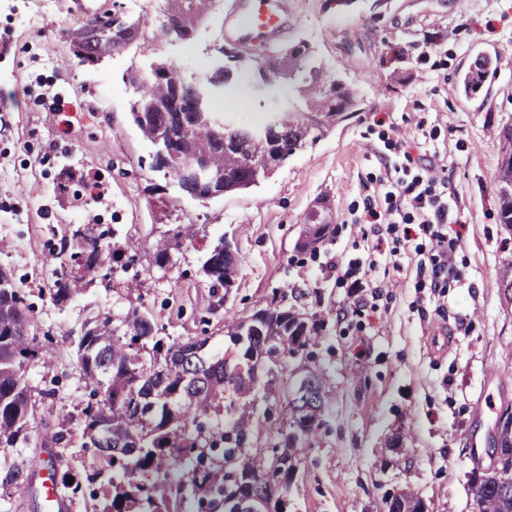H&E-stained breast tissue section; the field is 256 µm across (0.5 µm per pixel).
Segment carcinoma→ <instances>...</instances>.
<instances>
[{"mask_svg":"<svg viewBox=\"0 0 512 512\" xmlns=\"http://www.w3.org/2000/svg\"><path fill=\"white\" fill-rule=\"evenodd\" d=\"M198 0H186L180 18L155 27L148 20L126 13L83 21L71 33L72 53L79 62H95L115 50L116 43L138 44L149 49L168 37L190 40L201 23ZM226 63L213 67L203 81H189L172 62L158 60L146 71L130 68L123 81L139 90L130 116L143 140L155 147L151 168L169 181L177 169L200 153L210 173L218 180L188 178L177 182L186 197L207 200L240 193L257 185L272 166L285 163L304 145L317 140L316 128L306 119L282 113L285 122L270 131L269 143L258 148L250 138L251 128L224 130V119L212 112L213 97L233 87L241 56L224 52ZM284 67L256 68V80L266 87L286 82L299 84V94L308 113L321 112L327 122H338L358 110L360 100L326 66L318 62L307 43L299 41L278 55ZM484 61L477 71L463 74L454 87L468 96L480 88ZM178 99L174 111L157 107ZM494 184L500 196V223L512 228V160L498 165ZM305 233L323 241L330 224L320 210L301 219ZM197 236L191 224H175L149 244L157 266H165L171 251L190 244ZM93 224H81L61 232V253L69 263L52 270L49 294L62 306L81 295L92 283L89 276L106 266L107 246ZM240 256L220 237L206 252L201 269L213 291L228 290L235 282ZM311 328L302 314L281 308L276 301L266 308L224 321L225 351L211 352L209 338L164 340L147 311L135 309L123 321L112 319L84 323L77 344L78 361L89 398L81 409V447L93 448L103 469L112 472L103 489L107 503L103 512H171L172 501L191 499L210 512H237L240 500L248 499L256 512L271 509L274 497L288 491L296 473V448L325 421L330 396L323 374L305 376L304 389L286 394L277 416L288 424L279 431L281 440L272 456L249 453L252 412L262 383L251 375L249 363L278 352L281 361L308 350ZM52 364L35 330L33 309L22 289L0 273V452L9 448H47L67 440V434L47 432L49 421L36 417L35 396H50L54 389L34 392L26 379L32 363ZM237 413L231 427L220 416ZM499 434L498 479L487 482L475 503L479 512H512V410ZM224 447V471L205 465V449ZM38 460L15 463L0 458V486L16 488L29 483ZM190 467L191 478L175 486L170 471ZM384 512H429L423 499L402 491L384 505Z\"/></svg>","mask_w":512,"mask_h":512,"instance_id":"obj_1","label":"carcinoma"}]
</instances>
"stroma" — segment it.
<instances>
[{
  "instance_id": "obj_1",
  "label": "stroma",
  "mask_w": 512,
  "mask_h": 512,
  "mask_svg": "<svg viewBox=\"0 0 512 512\" xmlns=\"http://www.w3.org/2000/svg\"><path fill=\"white\" fill-rule=\"evenodd\" d=\"M237 0H217L194 37L160 41L155 56L186 78L208 72L219 44H234L224 17ZM280 46L306 40L319 61L355 89L360 109L324 131L247 192L207 201L182 196L152 171V146L129 119L137 97L128 66H148L134 49L97 65L73 57L75 19L65 0H0V272L35 309L51 367L27 370L51 431L81 430L88 397L76 339L82 325L108 316L121 325L145 307L163 335L209 337L224 346V321L250 315L287 288L283 304L314 327L311 357L278 365L254 403L260 421L249 448L270 456L280 436L263 420L279 412L283 382L296 366L323 373L335 399L319 433L297 450L288 512H381L387 489H411L430 512H474L469 475L490 461L501 404H512V304L499 285L512 263V231L499 221L493 175L512 124V0H288ZM435 36L427 44V36ZM246 60L236 87L211 107L249 125L284 111L298 95L288 85L260 91L253 67L270 54L261 42L237 45ZM497 67L472 99L452 85L477 55ZM433 155L460 212L439 225L459 238L461 280L430 285L419 272L432 242L419 225L365 233L364 200L406 161ZM325 205L330 233L316 252L301 250L304 213ZM96 224L116 260L85 294L64 306L49 293L53 231ZM194 224L192 245L152 264L143 244L171 225ZM241 259L225 302L201 273V255L219 237ZM397 250L395 261L385 251ZM357 266L361 288L329 272ZM141 283L128 293L125 281Z\"/></svg>"
}]
</instances>
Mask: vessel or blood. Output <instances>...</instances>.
<instances>
[{
    "mask_svg": "<svg viewBox=\"0 0 512 512\" xmlns=\"http://www.w3.org/2000/svg\"><path fill=\"white\" fill-rule=\"evenodd\" d=\"M284 0H242L239 10L227 19L230 32L239 41L260 39L267 47H275L285 22Z\"/></svg>",
    "mask_w": 512,
    "mask_h": 512,
    "instance_id": "vessel-or-blood-1",
    "label": "vessel or blood"
}]
</instances>
